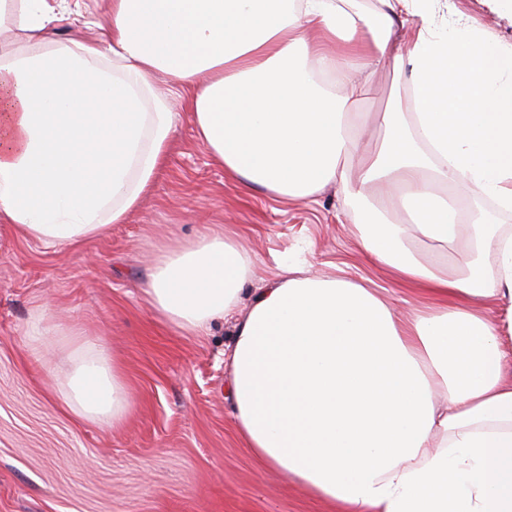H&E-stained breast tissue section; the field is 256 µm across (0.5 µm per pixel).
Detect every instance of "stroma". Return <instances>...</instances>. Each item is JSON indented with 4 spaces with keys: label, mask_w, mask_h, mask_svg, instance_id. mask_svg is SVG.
Masks as SVG:
<instances>
[{
    "label": "stroma",
    "mask_w": 512,
    "mask_h": 512,
    "mask_svg": "<svg viewBox=\"0 0 512 512\" xmlns=\"http://www.w3.org/2000/svg\"><path fill=\"white\" fill-rule=\"evenodd\" d=\"M79 4L54 39L103 38L104 0ZM454 5L512 44L511 15L490 13L483 0ZM172 109L166 166L126 223L78 248L0 223V512H330L244 452L225 399L232 323L206 336L160 326L142 293L150 269L161 250L225 227L254 260L247 298L296 258L412 308L418 296L359 246L340 188L288 201L233 182L197 140L184 102ZM38 315L106 342L130 394L122 425L79 420L52 394L64 349L55 336L45 350L30 348Z\"/></svg>",
    "instance_id": "obj_1"
}]
</instances>
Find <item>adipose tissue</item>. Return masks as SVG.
Segmentation results:
<instances>
[{
    "label": "adipose tissue",
    "mask_w": 512,
    "mask_h": 512,
    "mask_svg": "<svg viewBox=\"0 0 512 512\" xmlns=\"http://www.w3.org/2000/svg\"><path fill=\"white\" fill-rule=\"evenodd\" d=\"M442 0H109L106 36L59 42L67 0H0V221L77 247L125 223L163 168L188 94L225 175L280 198L335 185L361 246L421 302L344 278L280 277L236 317L252 261L223 231L169 248L143 290L158 320L201 336L234 317L227 397L252 459L336 512H512V45ZM408 39H400L403 29ZM392 68L380 143L347 121ZM468 185L494 210L462 213ZM434 243L437 254L420 251ZM497 261L487 275L485 255ZM74 346L54 390L120 424L129 398L103 342Z\"/></svg>",
    "instance_id": "1"
}]
</instances>
